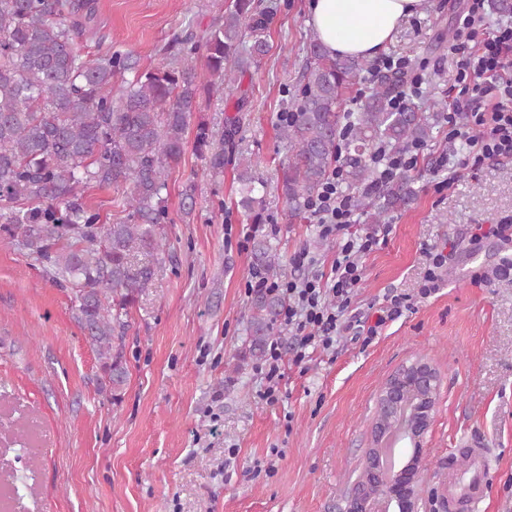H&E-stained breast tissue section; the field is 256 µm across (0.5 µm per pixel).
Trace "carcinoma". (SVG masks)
<instances>
[{"label":"carcinoma","instance_id":"1","mask_svg":"<svg viewBox=\"0 0 512 512\" xmlns=\"http://www.w3.org/2000/svg\"><path fill=\"white\" fill-rule=\"evenodd\" d=\"M96 17L95 0H0V232L42 264L53 282L70 287L78 323L98 352L104 385L117 405L129 375L124 339L130 312L155 276L147 258L166 248L169 174L186 153L189 127L206 170L220 177L232 165L237 207L252 223L262 221L265 184L241 151L246 99H237V115L220 130L196 112L201 95L260 68L273 48L272 13L260 0H230L222 19L173 38L169 61L144 70L110 48L87 58L83 41L96 32ZM198 54L205 59L204 76ZM368 68L365 59L331 56L318 35L309 38L303 83L291 117L281 124L290 156L280 191L291 214L306 210L321 188L340 139L344 182L352 189L373 179L367 157L377 148L402 151L432 138L439 113L423 112L412 101L392 107L407 81L401 72H375L357 108L341 111ZM94 189L118 194L115 222L100 223L86 201ZM415 199L413 181L403 172L380 187L370 207L378 220ZM254 259L266 273L276 270L277 256L266 241L255 243ZM283 304L277 293L254 294L238 366L266 357ZM388 385L377 397L373 427H385L404 443L412 416L402 420L387 412Z\"/></svg>","mask_w":512,"mask_h":512}]
</instances>
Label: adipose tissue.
<instances>
[{
    "label": "adipose tissue",
    "instance_id": "adipose-tissue-1",
    "mask_svg": "<svg viewBox=\"0 0 512 512\" xmlns=\"http://www.w3.org/2000/svg\"><path fill=\"white\" fill-rule=\"evenodd\" d=\"M422 0H313L310 22L332 55L374 57Z\"/></svg>",
    "mask_w": 512,
    "mask_h": 512
}]
</instances>
